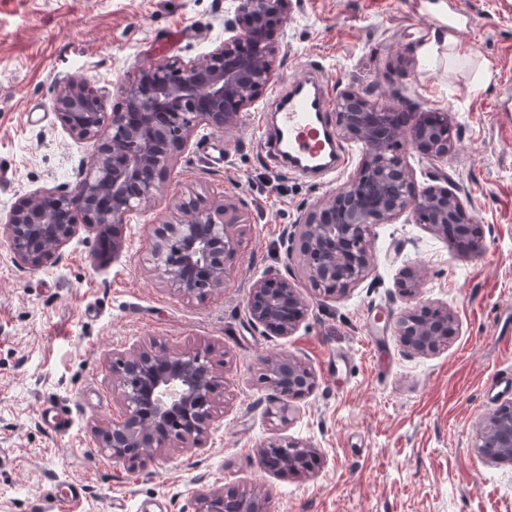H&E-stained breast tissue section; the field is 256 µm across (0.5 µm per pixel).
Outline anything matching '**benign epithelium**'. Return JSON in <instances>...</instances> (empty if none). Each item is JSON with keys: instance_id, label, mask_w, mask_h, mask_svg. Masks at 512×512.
I'll return each instance as SVG.
<instances>
[{"instance_id": "1", "label": "benign epithelium", "mask_w": 512, "mask_h": 512, "mask_svg": "<svg viewBox=\"0 0 512 512\" xmlns=\"http://www.w3.org/2000/svg\"><path fill=\"white\" fill-rule=\"evenodd\" d=\"M292 0H238L245 28L224 22L228 37L206 56L184 61L163 59L141 66L120 87L121 96L138 103L135 112L105 111L100 87L80 76L57 80L52 103L72 135L96 145L89 168L66 193H35L19 200L0 233L24 264L38 267L68 244L79 230L74 213L107 228L112 250L121 245L118 228L128 213L146 210L169 178L173 158L185 150L201 125L232 127L271 81L279 48L267 36L269 21L288 15ZM339 136L361 146L359 172L291 225L287 240L297 252L313 290L342 296L370 269L371 228L392 224L407 212L424 213L429 226L457 233L449 245L478 253L483 245L460 199L446 188L418 190L400 153L385 150L391 140L409 136L430 156L448 157L452 144L436 128L445 113H411L400 120L390 107L359 92L345 90L336 99ZM176 216L164 222L151 248V272L166 287L187 298H202L224 287L227 263L241 245L227 205L207 204L191 192L173 204ZM251 320L290 336L309 304L295 286L274 274L255 280L246 301ZM404 344L421 355L448 345L458 333L453 312L438 310L430 319L418 310L398 321ZM113 388L124 408L118 424L100 426V447L112 457L135 462L173 447L200 450L216 419L219 373L208 353L171 352L155 342L141 343L112 367ZM266 382L280 397L309 392L310 368L295 356L270 358ZM475 448L492 449V461L512 459V401L482 419ZM315 454L309 445L278 441L257 450L266 471L307 467ZM196 512H268L267 498L253 492L211 489L197 497Z\"/></svg>"}]
</instances>
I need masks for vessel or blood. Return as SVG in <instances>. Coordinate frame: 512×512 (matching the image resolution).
Wrapping results in <instances>:
<instances>
[{
    "label": "vessel or blood",
    "instance_id": "obj_1",
    "mask_svg": "<svg viewBox=\"0 0 512 512\" xmlns=\"http://www.w3.org/2000/svg\"><path fill=\"white\" fill-rule=\"evenodd\" d=\"M332 110L327 81L307 76L291 81L276 97L275 136L263 146L289 171L332 178L346 164L345 147L329 130Z\"/></svg>",
    "mask_w": 512,
    "mask_h": 512
}]
</instances>
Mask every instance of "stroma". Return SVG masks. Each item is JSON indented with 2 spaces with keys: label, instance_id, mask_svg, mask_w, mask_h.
I'll use <instances>...</instances> for the list:
<instances>
[{
  "label": "stroma",
  "instance_id": "1",
  "mask_svg": "<svg viewBox=\"0 0 512 512\" xmlns=\"http://www.w3.org/2000/svg\"><path fill=\"white\" fill-rule=\"evenodd\" d=\"M463 12L448 23V6ZM236 0H0V225L36 190L67 192L94 147L52 109L55 80L71 74L106 88L161 59L192 60L224 40ZM454 31L457 52L443 36ZM271 40L274 76L234 127L199 128L173 160L146 212L131 213L117 252L100 228L79 233L44 266L15 258L0 236V512H67L56 493L85 487L81 512H195L212 488L266 493L271 512H512V460L474 448V423L512 398V0H294ZM332 95L354 90L398 107L448 115L454 150L435 160L402 142L418 188H448L480 227L476 255L408 213L372 229L370 273L340 298L316 295L287 228L355 175L359 145L334 179L315 183L262 151L259 118L273 89L308 72ZM227 203L241 246L223 289L204 300L166 288L151 273L150 245L176 199ZM408 269L424 273L404 295ZM274 273L309 308L293 335L251 321L252 281ZM444 306L459 331L424 356L396 321L416 302ZM156 340L171 350L212 345L225 356L223 406L200 451H168L132 467L100 449L96 426L119 422L112 358ZM292 355L313 390L277 399L264 360ZM70 429L46 423L53 406ZM288 408L289 421L278 412ZM276 437L313 446L304 470L264 471L257 448Z\"/></svg>",
  "mask_w": 512,
  "mask_h": 512
}]
</instances>
